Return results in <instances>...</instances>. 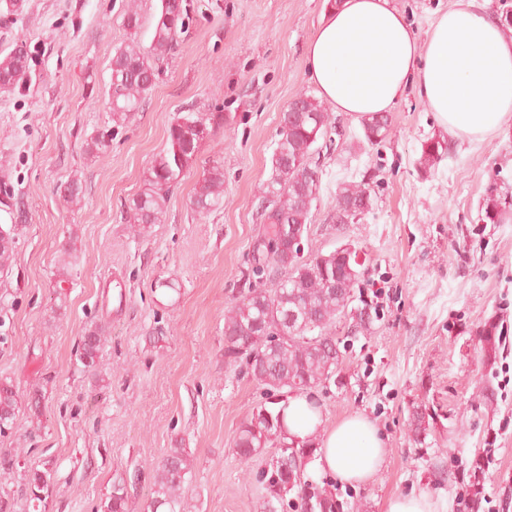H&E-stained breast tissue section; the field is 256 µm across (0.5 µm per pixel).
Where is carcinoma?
Returning a JSON list of instances; mask_svg holds the SVG:
<instances>
[{"instance_id":"1","label":"carcinoma","mask_w":512,"mask_h":512,"mask_svg":"<svg viewBox=\"0 0 512 512\" xmlns=\"http://www.w3.org/2000/svg\"><path fill=\"white\" fill-rule=\"evenodd\" d=\"M190 20L187 0H159L152 39L143 45L137 36L144 17L138 0L124 14L130 41L112 56L108 90L109 121L120 127L143 109L162 68L173 54L179 35ZM31 56L23 44L0 55V90L22 86L30 71ZM214 132L224 127V113L201 112L190 106L177 113L167 127V146L150 162L141 192L126 207L130 224H158L170 195L195 160L200 143L197 128ZM385 113L362 119L364 140L382 141L388 134ZM331 128V115L315 98L301 94L288 105L280 120V139L271 157L270 174L259 196L262 224L252 251V267L240 295L224 316V358L244 361L251 376L266 390L265 403L241 422L235 439L236 454L249 461L261 449L275 446L279 453L262 474L266 492L264 512H342L332 493L319 488L307 474L315 442L288 440L284 415L278 409L291 395L324 387L338 372L336 323L359 319L354 332L371 329L375 316L368 303L353 305L355 284L363 271L355 255L338 247L326 254L308 251L291 257L288 236L297 234L309 245L312 206L322 194L323 170L316 155L320 139ZM447 154V146L430 140L422 146L419 165L432 167ZM374 190L366 180L342 181L336 191V223L350 224L373 207ZM194 211L212 213L224 208V168L214 163L198 182L191 199ZM15 244L14 230L0 233V270L9 268ZM285 272L276 287L267 289L264 278ZM103 343V328L87 327L79 345V360L95 370ZM18 394L13 383L0 379V430L14 424ZM151 512H181L184 484L191 460L183 448H171L153 465ZM51 470L33 469L26 475L33 499L48 487ZM106 512H127L125 487L112 486Z\"/></svg>"}]
</instances>
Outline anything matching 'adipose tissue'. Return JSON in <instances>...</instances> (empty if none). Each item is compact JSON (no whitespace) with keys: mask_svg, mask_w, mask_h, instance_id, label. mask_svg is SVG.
Segmentation results:
<instances>
[{"mask_svg":"<svg viewBox=\"0 0 512 512\" xmlns=\"http://www.w3.org/2000/svg\"><path fill=\"white\" fill-rule=\"evenodd\" d=\"M487 0H450L418 37L392 0H340L326 7L307 49L310 79L338 112L362 118L390 111L410 84L449 135L480 142L512 117V29ZM289 439L319 438L311 470L365 484L383 463L375 423L356 413L322 430L304 397L285 410Z\"/></svg>","mask_w":512,"mask_h":512,"instance_id":"1","label":"adipose tissue"}]
</instances>
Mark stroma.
Wrapping results in <instances>:
<instances>
[{
  "mask_svg": "<svg viewBox=\"0 0 512 512\" xmlns=\"http://www.w3.org/2000/svg\"><path fill=\"white\" fill-rule=\"evenodd\" d=\"M189 2L188 28L144 110L116 129L105 98L127 41L126 0H26L18 20L0 18V52L20 39L32 58L25 89L0 93V202L16 228L0 273V377L19 395L16 423L0 435V512H103L118 481L128 512H149L151 464L171 448L192 459L190 512H263L258 475L276 450L247 462L235 452L264 391L224 358V309L250 267L280 115L317 93L306 52L325 0ZM191 104L223 112L224 126L202 142L161 222L134 234L124 206L168 122ZM389 118L371 146L359 120L333 113L336 146L320 151L323 192L309 223L315 249L364 253L355 289L380 312L373 333L339 334V381L312 396L324 428L353 413L374 421L384 460L363 485L316 481L343 512L469 488L477 512H512V223L480 219L488 197L512 206V118L482 142L452 138L413 85ZM107 129V153L87 152ZM431 139L448 153L425 170ZM215 162L224 208L200 214L190 199ZM365 174L373 209L336 223L339 182ZM74 179L84 190L76 204L61 192ZM166 279L179 293H165ZM92 323L105 342L90 373L77 343ZM419 407L433 417L418 443ZM46 463L52 477L35 501L26 474Z\"/></svg>",
  "mask_w": 512,
  "mask_h": 512,
  "instance_id": "1",
  "label": "stroma"
}]
</instances>
